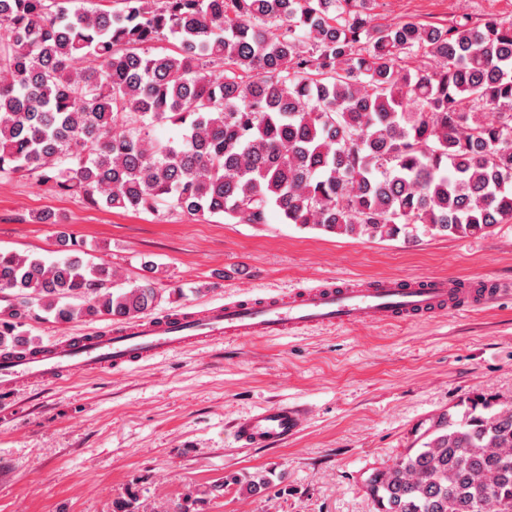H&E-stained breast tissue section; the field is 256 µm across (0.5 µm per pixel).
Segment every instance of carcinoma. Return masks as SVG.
Listing matches in <instances>:
<instances>
[{"instance_id": "obj_1", "label": "carcinoma", "mask_w": 512, "mask_h": 512, "mask_svg": "<svg viewBox=\"0 0 512 512\" xmlns=\"http://www.w3.org/2000/svg\"><path fill=\"white\" fill-rule=\"evenodd\" d=\"M73 3L0 0V178L353 237L512 222V21L380 23L375 0ZM166 124L179 139L154 135ZM144 268L112 289L106 262L0 252V293L17 292L0 349L33 345L17 333L32 302L59 322L151 312ZM369 487L379 512H512V410L478 398Z\"/></svg>"}]
</instances>
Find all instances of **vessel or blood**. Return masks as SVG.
I'll use <instances>...</instances> for the list:
<instances>
[{
  "label": "vessel or blood",
  "instance_id": "b4317fda",
  "mask_svg": "<svg viewBox=\"0 0 512 512\" xmlns=\"http://www.w3.org/2000/svg\"><path fill=\"white\" fill-rule=\"evenodd\" d=\"M498 288H468L437 276L388 277L365 287L324 282L285 297L232 301L198 315L185 312L163 321L140 318L114 326L110 335L71 336L38 353L0 356V388L11 390L32 380L109 369L122 371L221 339L283 338L316 326H356L429 317L480 305ZM300 409L274 404L235 421L233 434L244 448H271L295 436Z\"/></svg>",
  "mask_w": 512,
  "mask_h": 512
}]
</instances>
